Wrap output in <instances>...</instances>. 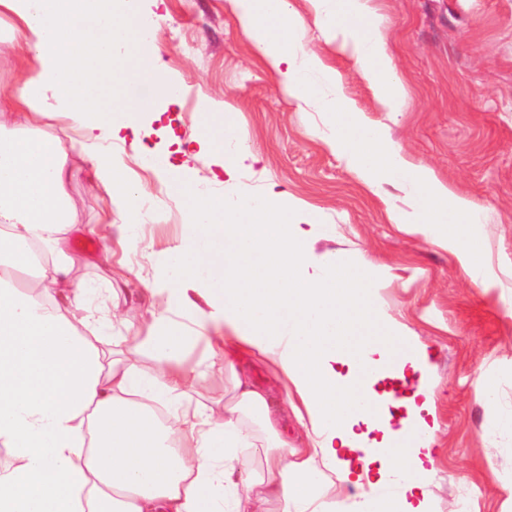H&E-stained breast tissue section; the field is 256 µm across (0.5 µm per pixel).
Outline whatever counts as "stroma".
I'll list each match as a JSON object with an SVG mask.
<instances>
[{
    "instance_id": "obj_1",
    "label": "stroma",
    "mask_w": 512,
    "mask_h": 512,
    "mask_svg": "<svg viewBox=\"0 0 512 512\" xmlns=\"http://www.w3.org/2000/svg\"><path fill=\"white\" fill-rule=\"evenodd\" d=\"M305 49L343 78L355 111L399 144L410 161L432 168L472 202L495 210L481 228L477 253L500 280L482 294L455 258L389 218L406 208L401 180L370 190L359 171L323 138L331 122L317 99L300 104L280 87L227 0H165L154 37L168 76L184 88L174 105L149 102L161 122L142 133L162 147L160 126L186 141L172 163L201 184L212 182L213 158L231 154L239 165L225 195L246 199L270 186L287 190L288 219L327 225L307 248L312 264L335 255L364 257L382 272L378 296L388 321L429 347L431 381L440 426L437 475L430 487L434 512H512V433L493 434L491 420L512 424V0H371L392 63L410 91L403 112H388L357 73L342 42L322 30L312 0H290ZM224 114L226 140L200 150L206 134L201 100ZM151 204L142 229L154 255L138 257L131 287L152 276L156 252L177 246L183 214L175 189L128 157ZM69 194L83 224H95L103 202L92 191L85 165L72 172ZM494 389L484 401L480 387Z\"/></svg>"
}]
</instances>
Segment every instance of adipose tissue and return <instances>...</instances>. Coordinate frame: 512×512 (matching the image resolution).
I'll return each instance as SVG.
<instances>
[{"mask_svg":"<svg viewBox=\"0 0 512 512\" xmlns=\"http://www.w3.org/2000/svg\"><path fill=\"white\" fill-rule=\"evenodd\" d=\"M162 2L0 0L24 66L17 90L0 85V512H325L339 486L357 490L360 512H433L430 356L387 323L371 274L346 277L341 257L310 269L306 245L326 225L289 223L273 191L244 201L213 194L168 149L142 145L124 92L132 76L145 75L167 103L184 95L162 78L147 25ZM339 4L314 0L326 33L343 41L384 110L403 111L405 84L377 26L364 22L369 0H350L344 26ZM230 5L290 98L317 91L325 111H349L341 73L302 49L288 0ZM59 117L75 133L70 143L39 132ZM327 143L371 188L401 179L412 202L391 222L448 250L482 292L493 288L476 259L486 209L363 119L332 126ZM72 149L89 160L93 190L128 216L109 225L95 281L71 246L80 229L67 190ZM130 153L178 189L185 219L180 244L159 252L157 273L131 302L123 272L153 244L135 220L144 193ZM200 290L203 308L191 297ZM198 347L203 356L185 367ZM245 353L279 381L305 443L278 431L266 394L238 371ZM218 361L232 373L231 397L219 411L189 407ZM386 378L412 381L411 394H379ZM249 414L264 437L246 427Z\"/></svg>","mask_w":512,"mask_h":512,"instance_id":"1","label":"adipose tissue"}]
</instances>
